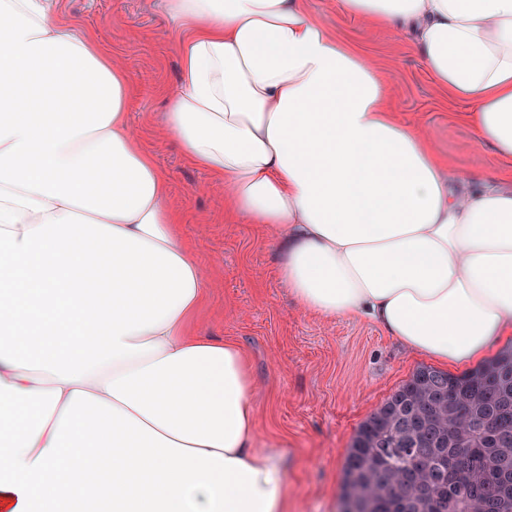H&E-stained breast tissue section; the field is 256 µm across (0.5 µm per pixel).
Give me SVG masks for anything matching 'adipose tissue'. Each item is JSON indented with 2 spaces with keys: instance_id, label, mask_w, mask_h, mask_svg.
I'll list each match as a JSON object with an SVG mask.
<instances>
[{
  "instance_id": "1",
  "label": "adipose tissue",
  "mask_w": 512,
  "mask_h": 512,
  "mask_svg": "<svg viewBox=\"0 0 512 512\" xmlns=\"http://www.w3.org/2000/svg\"><path fill=\"white\" fill-rule=\"evenodd\" d=\"M162 8V122L227 221L274 232L304 312L453 369L512 342V0H336L467 105L500 162L477 179L308 0ZM135 94L57 0H0V512H287L250 363L195 328L210 285Z\"/></svg>"
}]
</instances>
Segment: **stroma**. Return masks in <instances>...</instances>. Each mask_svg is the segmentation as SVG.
Segmentation results:
<instances>
[{
  "label": "stroma",
  "instance_id": "1",
  "mask_svg": "<svg viewBox=\"0 0 512 512\" xmlns=\"http://www.w3.org/2000/svg\"><path fill=\"white\" fill-rule=\"evenodd\" d=\"M93 32L137 88L130 122L167 169L172 199L187 215L211 290L199 325L207 336L236 342L255 381L258 447L280 449L288 512H338L344 459L359 426L413 372L424 366L376 324L305 314L280 281L272 234L261 224L224 221V189L183 159L160 123L166 93L178 84L179 60L161 0H61ZM369 50L396 60L395 102L403 118L439 133L440 148L471 177L494 170L491 149L474 152L458 105L440 99L408 42L375 33Z\"/></svg>",
  "mask_w": 512,
  "mask_h": 512
}]
</instances>
